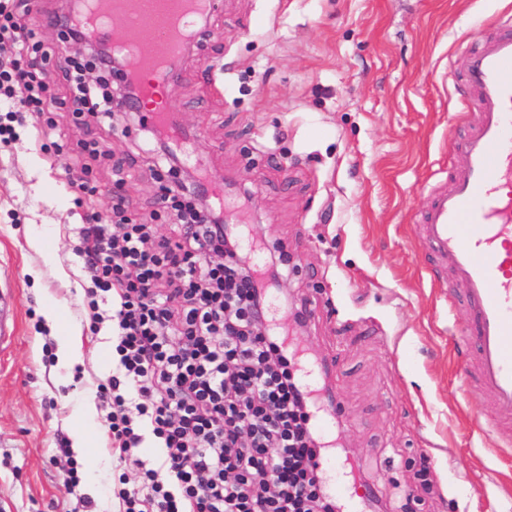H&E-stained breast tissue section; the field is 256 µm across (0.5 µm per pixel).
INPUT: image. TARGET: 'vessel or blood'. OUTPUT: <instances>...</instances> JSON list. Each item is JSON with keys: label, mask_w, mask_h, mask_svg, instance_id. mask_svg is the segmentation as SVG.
Instances as JSON below:
<instances>
[{"label": "vessel or blood", "mask_w": 512, "mask_h": 512, "mask_svg": "<svg viewBox=\"0 0 512 512\" xmlns=\"http://www.w3.org/2000/svg\"><path fill=\"white\" fill-rule=\"evenodd\" d=\"M215 0H103L116 24L137 30L145 97L165 85L167 63L185 51ZM480 108L461 145L449 189L436 193L420 226L432 257L448 262L473 320L464 383L488 396L484 423L497 450L512 448V32L467 56Z\"/></svg>", "instance_id": "vessel-or-blood-1"}]
</instances>
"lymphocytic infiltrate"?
I'll use <instances>...</instances> for the list:
<instances>
[{"mask_svg":"<svg viewBox=\"0 0 512 512\" xmlns=\"http://www.w3.org/2000/svg\"><path fill=\"white\" fill-rule=\"evenodd\" d=\"M14 5L0 10V41L18 49L0 63V110L38 113L37 65L49 51L27 25L30 0ZM17 84L26 90L18 99ZM165 201L177 215L167 237L96 214L77 227L91 325L111 322L117 337V372L100 396L113 447L138 469L136 481L118 477L123 512H343L316 472L326 445L295 356L256 321L287 254L246 271L210 262L204 248L238 244L239 231L186 223L183 185ZM145 426L164 450L162 468L140 456Z\"/></svg>","mask_w":512,"mask_h":512,"instance_id":"f902f5d3","label":"lymphocytic infiltrate"}]
</instances>
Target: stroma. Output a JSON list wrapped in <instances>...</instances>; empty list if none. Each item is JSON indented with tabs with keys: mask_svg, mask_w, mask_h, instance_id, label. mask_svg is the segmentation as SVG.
Segmentation results:
<instances>
[{
	"mask_svg": "<svg viewBox=\"0 0 512 512\" xmlns=\"http://www.w3.org/2000/svg\"><path fill=\"white\" fill-rule=\"evenodd\" d=\"M509 13L512 0H218L163 92L203 167L236 184L226 217L242 204L240 260L255 264L277 245L293 257L277 296L306 302L311 317L300 329L285 309L276 324L333 363L338 440L318 473L349 502L369 487L386 501L406 487L418 512H512V459L495 456L481 429L491 401L461 386L470 315L449 267L415 236L478 118L463 52L502 35L497 19ZM40 68L45 115L69 152L51 162L28 114L0 145V292L14 297V333L0 343V512H71L80 495L96 512H122L113 481L137 471L106 426L91 435L97 463L76 456V491L55 452L81 406L103 418L98 387L117 367L110 325L89 328L75 227L111 215L103 189L119 180L126 217L170 235L163 183L151 176L168 164L149 148L147 105L76 120L65 106L70 56ZM92 140L111 157L78 202L66 169ZM37 229L50 232L41 252ZM51 301L81 344L70 368L43 313Z\"/></svg>",
	"mask_w": 512,
	"mask_h": 512,
	"instance_id": "obj_1",
	"label": "stroma"
}]
</instances>
